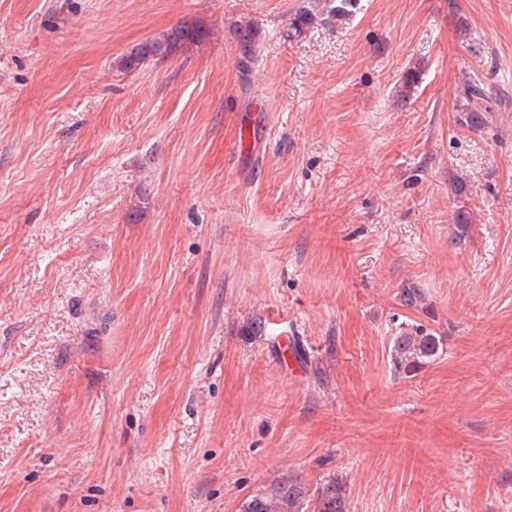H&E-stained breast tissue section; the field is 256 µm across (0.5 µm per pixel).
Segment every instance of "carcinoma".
<instances>
[{"label": "carcinoma", "instance_id": "1", "mask_svg": "<svg viewBox=\"0 0 512 512\" xmlns=\"http://www.w3.org/2000/svg\"><path fill=\"white\" fill-rule=\"evenodd\" d=\"M354 0H313L307 9L296 14L289 23L287 36L298 38L322 15L343 17L349 13ZM197 32L185 25L155 36L133 48L121 60V67L133 70L144 62L162 61L174 55ZM239 48L245 60L253 59L255 33L250 27L239 30ZM467 99L460 124L472 130L488 128V114L494 111L491 98L484 87L466 84ZM440 339L432 334L404 333L395 337L392 359L397 370L412 373L439 353ZM240 512H349L346 486L339 479H330L309 492L305 483L290 476L274 480L242 502Z\"/></svg>", "mask_w": 512, "mask_h": 512}]
</instances>
